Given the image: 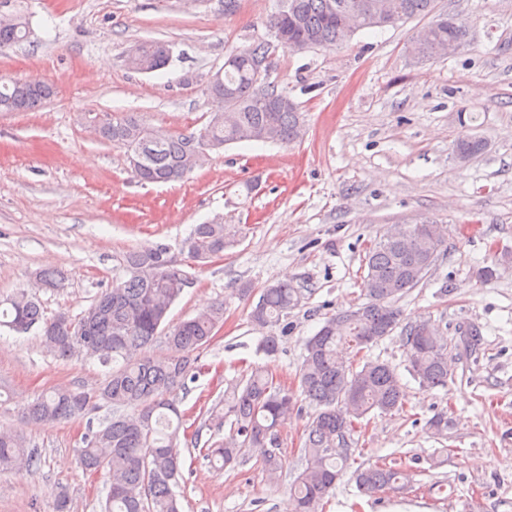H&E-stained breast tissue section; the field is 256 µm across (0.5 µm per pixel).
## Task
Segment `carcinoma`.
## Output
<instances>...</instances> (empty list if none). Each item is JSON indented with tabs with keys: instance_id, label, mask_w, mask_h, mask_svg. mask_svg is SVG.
Masks as SVG:
<instances>
[{
	"instance_id": "carcinoma-1",
	"label": "carcinoma",
	"mask_w": 512,
	"mask_h": 512,
	"mask_svg": "<svg viewBox=\"0 0 512 512\" xmlns=\"http://www.w3.org/2000/svg\"><path fill=\"white\" fill-rule=\"evenodd\" d=\"M434 10L435 0H280L266 27L290 49L333 50L361 30L427 18L429 22L412 37L409 52L429 61L442 58L452 44L463 46L468 37L464 22L436 15ZM28 34L17 15L0 22V50ZM139 47L142 56L135 62L139 70L158 71L170 61L163 42L146 41ZM272 48L273 42L261 40L233 53L236 62L207 86L211 108L200 130L160 136L129 112L107 120L99 137L124 149L129 157L139 151L142 141H157V147L132 167L137 181L152 184L182 181L202 166L205 154L198 148L203 138L213 150L241 141L294 143L304 131L298 104L275 84L258 79L254 70L256 62L269 69ZM53 96L49 84L35 88L27 81L0 78V112H29ZM455 148L474 158L484 151L485 142L466 134L457 139ZM241 234L240 225L226 224L219 217L196 225L184 248L194 260L204 262L237 246ZM446 243L444 227L434 220L421 218L387 228L364 257L367 302L325 317L319 330L305 340L298 379L313 413L301 448L302 471L290 487L295 512H325L326 497L355 460L354 434L362 421L375 412L403 409L404 394L392 364L367 359L353 365L339 355L340 347L360 354L399 327L409 370L421 388H445L453 378L448 338L430 319L401 324L397 306L402 295L425 280ZM122 272L78 317L63 312L47 318L39 302L25 291L8 299L10 308L0 310V318L17 332L38 328L43 347L56 358L81 355L104 366L114 364L96 390L63 388L44 393L23 415L29 423H50L79 419L103 404L112 407V419L86 437L79 449L85 470L107 475L104 512H180L172 486L182 467V415L173 394L196 369L193 354L208 346L223 324L224 303L216 302L164 332L161 326L183 294L188 272L163 244L127 253ZM36 279L46 288H57L63 275L43 269ZM309 292L290 282L268 286L250 313L251 322L261 329L281 325ZM161 334L168 349L165 356L137 357ZM295 407L287 388L275 384L261 368L252 369L212 408L217 428L228 422L231 429L224 440L206 449L204 457L231 465L253 448L264 453V470L277 476L287 468V461L271 447L278 442V427ZM37 456L23 435L0 431V471L30 468ZM354 479L365 496L398 492L412 483L408 471L385 463L356 469Z\"/></svg>"
}]
</instances>
